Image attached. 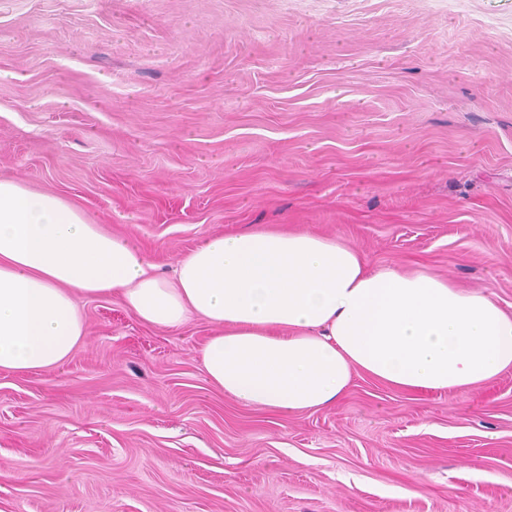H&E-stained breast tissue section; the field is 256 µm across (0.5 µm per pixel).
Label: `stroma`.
<instances>
[{
  "label": "stroma",
  "mask_w": 512,
  "mask_h": 512,
  "mask_svg": "<svg viewBox=\"0 0 512 512\" xmlns=\"http://www.w3.org/2000/svg\"><path fill=\"white\" fill-rule=\"evenodd\" d=\"M0 172L164 273L294 227L512 315V0H0ZM79 306L62 366L0 371V512H512V369L275 413L207 323Z\"/></svg>",
  "instance_id": "35a3bbf8"
}]
</instances>
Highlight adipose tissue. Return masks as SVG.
Returning <instances> with one entry per match:
<instances>
[{
  "mask_svg": "<svg viewBox=\"0 0 512 512\" xmlns=\"http://www.w3.org/2000/svg\"><path fill=\"white\" fill-rule=\"evenodd\" d=\"M81 296L119 298L157 328L212 325L207 380L274 411L331 406L358 373L443 391L512 367V316L482 291L421 269L372 268L339 240L293 229L208 237L168 280L133 239L0 176V370L68 360L85 338Z\"/></svg>",
  "mask_w": 512,
  "mask_h": 512,
  "instance_id": "1",
  "label": "adipose tissue"
}]
</instances>
